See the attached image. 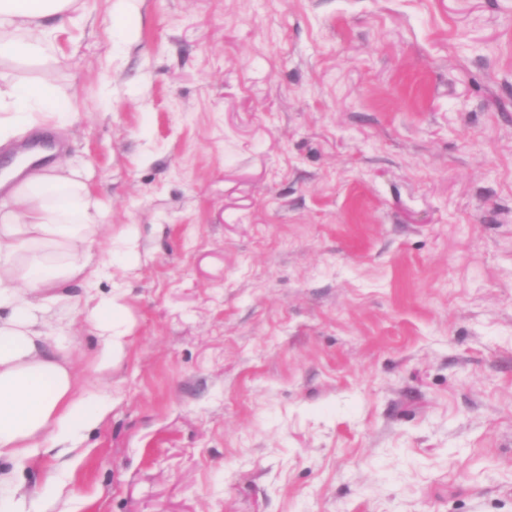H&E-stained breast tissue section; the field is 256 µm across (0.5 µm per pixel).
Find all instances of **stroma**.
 Segmentation results:
<instances>
[{
  "label": "stroma",
  "instance_id": "obj_1",
  "mask_svg": "<svg viewBox=\"0 0 512 512\" xmlns=\"http://www.w3.org/2000/svg\"><path fill=\"white\" fill-rule=\"evenodd\" d=\"M88 7L124 353L25 512H512V0Z\"/></svg>",
  "mask_w": 512,
  "mask_h": 512
}]
</instances>
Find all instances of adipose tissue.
I'll return each mask as SVG.
<instances>
[{"instance_id": "1", "label": "adipose tissue", "mask_w": 512, "mask_h": 512, "mask_svg": "<svg viewBox=\"0 0 512 512\" xmlns=\"http://www.w3.org/2000/svg\"><path fill=\"white\" fill-rule=\"evenodd\" d=\"M85 11V0H0V145L35 129L66 131L51 76L56 34ZM20 64L38 77L15 78ZM104 215L89 174L70 160L29 170L0 198V512H15L20 474L48 434L72 438L110 408L95 383H80L57 318L101 273L94 243ZM82 312L105 339L94 367L105 372L124 350L120 307L102 296Z\"/></svg>"}]
</instances>
